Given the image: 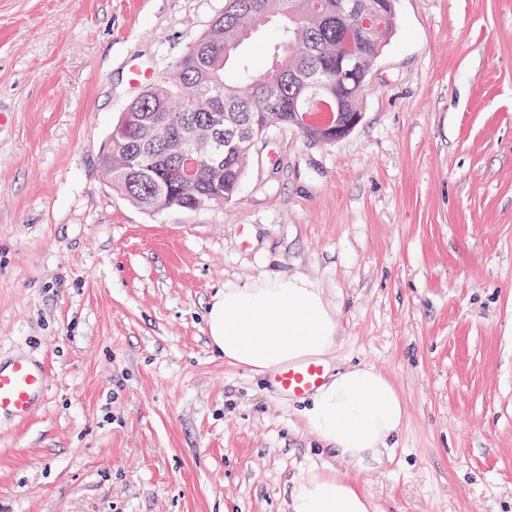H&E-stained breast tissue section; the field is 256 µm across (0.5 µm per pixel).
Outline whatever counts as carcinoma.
I'll list each match as a JSON object with an SVG mask.
<instances>
[{
  "mask_svg": "<svg viewBox=\"0 0 512 512\" xmlns=\"http://www.w3.org/2000/svg\"><path fill=\"white\" fill-rule=\"evenodd\" d=\"M281 38L271 62L255 71L242 55L252 35L271 21ZM392 14L374 25L336 17V0H224V10L169 69L132 99L112 124L99 165L112 190L148 210H202L238 195L254 144L275 127L330 143L336 133L306 126L302 113L329 102L338 116L359 111L369 71L394 35ZM358 70L336 79V64ZM239 69L235 82L226 68ZM184 117L172 129L171 114ZM197 169L185 176L180 155Z\"/></svg>",
  "mask_w": 512,
  "mask_h": 512,
  "instance_id": "1",
  "label": "carcinoma"
}]
</instances>
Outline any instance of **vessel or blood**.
Segmentation results:
<instances>
[{"label": "vessel or blood", "mask_w": 512, "mask_h": 512, "mask_svg": "<svg viewBox=\"0 0 512 512\" xmlns=\"http://www.w3.org/2000/svg\"><path fill=\"white\" fill-rule=\"evenodd\" d=\"M325 367L316 361L287 364L271 373L272 387L280 394L303 398L321 386ZM50 382L49 371L27 358H15L0 365V416L28 417L44 398Z\"/></svg>", "instance_id": "vessel-or-blood-1"}]
</instances>
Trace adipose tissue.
Returning <instances> with one entry per match:
<instances>
[{
	"label": "adipose tissue",
	"instance_id": "ef3b65f1",
	"mask_svg": "<svg viewBox=\"0 0 512 512\" xmlns=\"http://www.w3.org/2000/svg\"><path fill=\"white\" fill-rule=\"evenodd\" d=\"M210 345L225 361L266 373L333 349L337 317L317 288L298 277L228 288L206 314ZM309 429L336 457L360 464L388 455L406 417L398 389L373 367L352 365L329 377L304 409ZM290 512H371L368 498L335 469L312 471L294 487Z\"/></svg>",
	"mask_w": 512,
	"mask_h": 512
}]
</instances>
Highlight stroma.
<instances>
[{
    "label": "stroma",
    "instance_id": "stroma-1",
    "mask_svg": "<svg viewBox=\"0 0 512 512\" xmlns=\"http://www.w3.org/2000/svg\"><path fill=\"white\" fill-rule=\"evenodd\" d=\"M223 7L0 0V361L51 374L0 417V512H288L339 461L205 325L269 276L404 398L392 459L340 466L373 512H512V0H394L348 136L274 128L232 203L144 212L100 150Z\"/></svg>",
    "mask_w": 512,
    "mask_h": 512
}]
</instances>
